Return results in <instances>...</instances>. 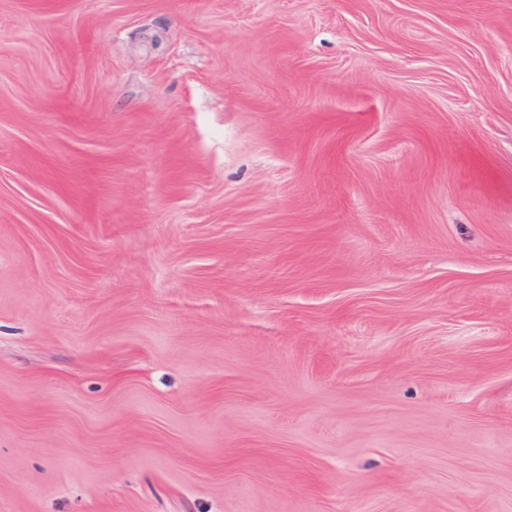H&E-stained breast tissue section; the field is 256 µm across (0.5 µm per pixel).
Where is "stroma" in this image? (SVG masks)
Masks as SVG:
<instances>
[{
    "label": "stroma",
    "instance_id": "35a3bbf8",
    "mask_svg": "<svg viewBox=\"0 0 512 512\" xmlns=\"http://www.w3.org/2000/svg\"><path fill=\"white\" fill-rule=\"evenodd\" d=\"M0 512H512V0H0Z\"/></svg>",
    "mask_w": 512,
    "mask_h": 512
}]
</instances>
